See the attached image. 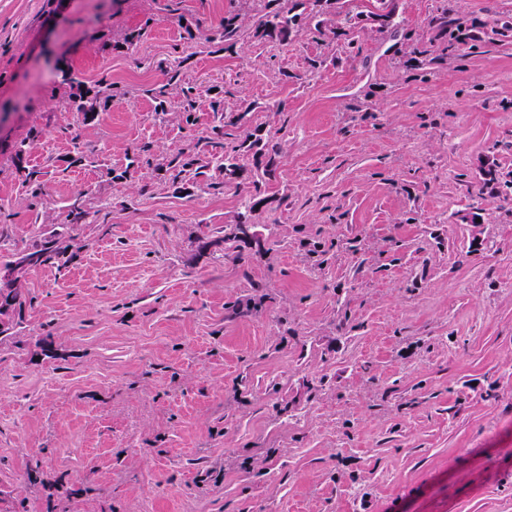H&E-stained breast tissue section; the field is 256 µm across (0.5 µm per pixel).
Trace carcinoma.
I'll return each instance as SVG.
<instances>
[{
    "instance_id": "1",
    "label": "carcinoma",
    "mask_w": 512,
    "mask_h": 512,
    "mask_svg": "<svg viewBox=\"0 0 512 512\" xmlns=\"http://www.w3.org/2000/svg\"><path fill=\"white\" fill-rule=\"evenodd\" d=\"M285 0H245L248 10L253 13L254 36L267 38L269 40L284 42L291 34L308 23L319 28L320 17L327 11L336 8V0H300L298 7L301 12H295V7L284 5ZM383 7L377 18L381 22L384 31H398L401 21L396 12L394 0H380ZM248 28L240 23V15L228 13L224 15V41L227 48H232L237 40L247 35ZM56 79L64 88H74L82 85L79 74L71 66L58 65L56 67ZM180 81V71L173 69L167 72V78L157 86L150 89V94L164 105L169 99L170 86ZM112 98V85L99 83V89L94 91V97L87 94L71 93L67 98V105L70 111L82 117L83 121L93 119L97 100ZM238 119L235 117H220V124L213 128V137L204 143H195L188 150H180L163 158L159 167H164L172 172L173 180H178L185 173L194 177L206 175L205 169L211 164H216V169L223 176V185L238 186L245 179L248 173L244 160L247 153L261 154L263 152L276 151V145L271 140L254 141L249 144L245 142L232 146L224 145V127L235 125ZM26 150L24 145L15 149L14 160L16 177L33 198L39 197L43 192L41 182V171L28 165L25 158ZM254 192L242 196L239 200V223H248L249 215L255 211L260 204L258 198L260 192L259 181H253ZM92 214V206L86 199L83 192L72 194L69 203L64 207L63 219L59 224L53 225L52 229L42 232L29 244L16 250L15 259L4 264L3 268L8 269L14 265L23 269L62 267L69 262L67 254L74 247L75 237L72 232L75 226L89 223ZM13 301L5 309H0V336H9L22 324V308L27 300L26 295L20 288L12 289Z\"/></svg>"
}]
</instances>
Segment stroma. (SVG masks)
I'll return each instance as SVG.
<instances>
[{
	"mask_svg": "<svg viewBox=\"0 0 512 512\" xmlns=\"http://www.w3.org/2000/svg\"><path fill=\"white\" fill-rule=\"evenodd\" d=\"M397 6L395 33L328 14L228 50L238 0H0V265L75 187L105 207L66 268L20 278L0 512H512V39H486L512 0ZM444 10L456 57L428 24ZM59 61L111 84L94 119ZM175 66L199 89L187 114L148 93ZM219 110L232 141L277 142L247 159L259 185L139 162ZM105 84V86H104ZM100 89L94 91V97L89 98L87 96L90 91L86 93H70L67 98V105L71 112H76V114L82 117L83 121H88L93 119L95 114V108L97 100L100 101L101 98H105V101L112 98V86L106 83L97 84ZM23 142L16 147L14 153L15 160V173L21 185L25 187L29 195L33 198H38L43 192V183L41 182V171L30 167L25 158L26 150Z\"/></svg>",
	"mask_w": 512,
	"mask_h": 512,
	"instance_id": "1",
	"label": "stroma"
}]
</instances>
